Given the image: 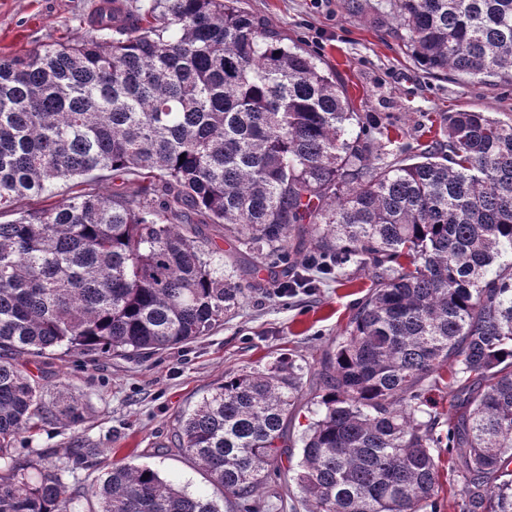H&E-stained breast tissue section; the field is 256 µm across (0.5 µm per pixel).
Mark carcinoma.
<instances>
[{"instance_id": "carcinoma-1", "label": "carcinoma", "mask_w": 512, "mask_h": 512, "mask_svg": "<svg viewBox=\"0 0 512 512\" xmlns=\"http://www.w3.org/2000/svg\"><path fill=\"white\" fill-rule=\"evenodd\" d=\"M239 2L148 0L129 25L114 6L94 36L0 59V512H257L273 474L307 512H437V448L460 512H512V124L444 112L389 163L390 129ZM389 6L424 68L512 85V0ZM104 177L121 181L105 197ZM60 183L70 196L25 207ZM348 263L371 284L320 361L298 471L283 464L304 376L291 353L180 416L178 449L215 494L127 463L75 485L99 453L83 440L55 463L16 454L83 419L19 356L141 360L209 334L248 292L314 288ZM445 376L446 419L428 398Z\"/></svg>"}]
</instances>
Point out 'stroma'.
I'll list each match as a JSON object with an SVG mask.
<instances>
[{"mask_svg": "<svg viewBox=\"0 0 512 512\" xmlns=\"http://www.w3.org/2000/svg\"><path fill=\"white\" fill-rule=\"evenodd\" d=\"M371 2L375 10L364 16L347 14L341 0H242L241 6L285 43H300L319 58L357 111L392 123L389 162L405 157L435 113L476 110L512 121V88L474 87L431 74L383 26L389 0ZM96 3L0 0V58L87 35L86 19ZM368 283L367 270L349 265L339 276H323L310 292L248 294L209 335L140 362L78 353L30 357V367H43L44 384H66L83 405L84 417L74 428L45 427L18 451L60 450L79 438L100 450L95 465L76 470L80 483L93 482L113 463L130 461L189 490L207 488L198 463L173 448L180 415L225 377L264 369L281 355H297L305 367H316L335 350Z\"/></svg>", "mask_w": 512, "mask_h": 512, "instance_id": "35a3bbf8", "label": "stroma"}]
</instances>
